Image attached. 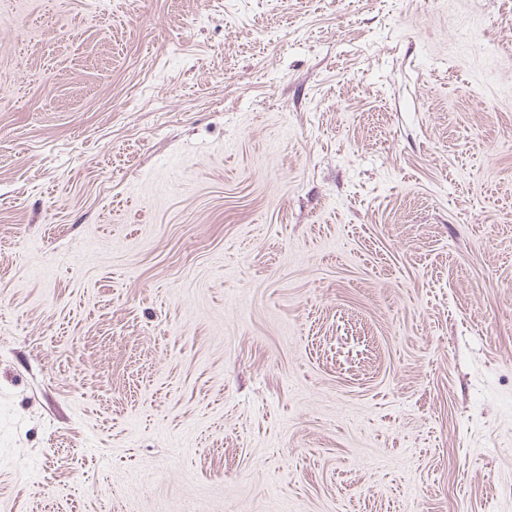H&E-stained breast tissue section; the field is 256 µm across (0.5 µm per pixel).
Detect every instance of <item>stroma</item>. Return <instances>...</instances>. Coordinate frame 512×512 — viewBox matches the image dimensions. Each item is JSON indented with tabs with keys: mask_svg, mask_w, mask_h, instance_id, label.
<instances>
[{
	"mask_svg": "<svg viewBox=\"0 0 512 512\" xmlns=\"http://www.w3.org/2000/svg\"><path fill=\"white\" fill-rule=\"evenodd\" d=\"M0 512H512V0H0Z\"/></svg>",
	"mask_w": 512,
	"mask_h": 512,
	"instance_id": "35a3bbf8",
	"label": "stroma"
}]
</instances>
